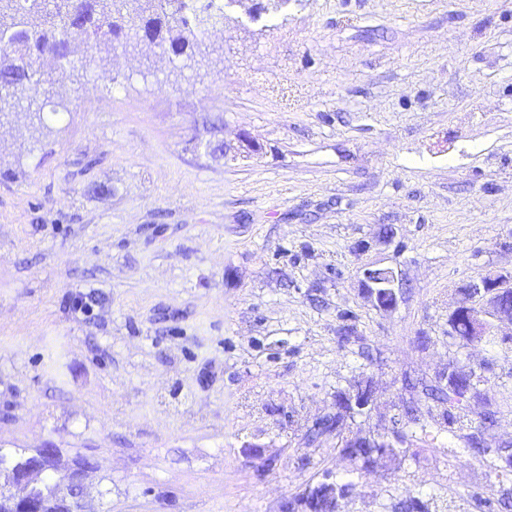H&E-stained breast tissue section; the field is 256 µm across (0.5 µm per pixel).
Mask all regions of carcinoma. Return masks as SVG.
I'll return each mask as SVG.
<instances>
[{
    "label": "carcinoma",
    "mask_w": 512,
    "mask_h": 512,
    "mask_svg": "<svg viewBox=\"0 0 512 512\" xmlns=\"http://www.w3.org/2000/svg\"><path fill=\"white\" fill-rule=\"evenodd\" d=\"M222 18L224 12L216 0H0V104L11 100L17 106L23 99L34 104L39 86L56 83L53 72L43 69L44 61L53 60L63 71L75 68L71 44L77 38L100 59L118 48L145 45L179 63L182 70L202 54L208 27ZM450 338L463 345L475 342L469 323L463 319L451 322ZM470 377V373L457 369L445 381L436 379L419 402L403 406V431L394 448L349 447L344 434L353 415L347 413L341 390L336 392V415L317 421L305 433L304 442L336 436L340 453L362 472L373 457L395 461L407 451L416 430L425 432L430 424L436 433L446 432L463 441L465 431L493 426L498 414L492 396L477 421L461 407L459 399L470 387L479 390L486 383L480 373L473 382ZM463 451L475 459L492 460L502 453L485 442L466 444ZM488 476L498 481L502 493L494 501L477 500L479 512H512V468L503 469L495 463ZM336 484L334 495L320 480L306 484L288 500V512H340L341 499L352 497L357 488L352 482L338 480ZM399 512H429V505L409 492Z\"/></svg>",
    "instance_id": "1"
}]
</instances>
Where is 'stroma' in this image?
I'll return each mask as SVG.
<instances>
[{
  "mask_svg": "<svg viewBox=\"0 0 512 512\" xmlns=\"http://www.w3.org/2000/svg\"><path fill=\"white\" fill-rule=\"evenodd\" d=\"M258 3L195 72L77 47L43 126L0 124V451L94 460L90 512H279L326 469L357 486L343 512H478L500 487L458 439L364 473L303 436L364 378L348 431L383 430L455 359L491 362L487 441L512 438V328L448 335L464 287L512 270V0ZM367 291L376 307L389 310L397 303V294L402 288L395 272L390 268H368L364 272ZM386 296V298H385ZM391 299H387V298Z\"/></svg>",
  "mask_w": 512,
  "mask_h": 512,
  "instance_id": "obj_1",
  "label": "stroma"
}]
</instances>
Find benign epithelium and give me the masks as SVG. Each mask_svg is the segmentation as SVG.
Segmentation results:
<instances>
[{
    "instance_id": "benign-epithelium-1",
    "label": "benign epithelium",
    "mask_w": 512,
    "mask_h": 512,
    "mask_svg": "<svg viewBox=\"0 0 512 512\" xmlns=\"http://www.w3.org/2000/svg\"><path fill=\"white\" fill-rule=\"evenodd\" d=\"M368 294L376 307L389 310L397 303L402 288L395 272L390 268H368L364 272ZM512 290V272H492L467 285L470 303L456 306L448 318L466 317L475 333L486 336L499 325H512V307L498 304V295ZM347 403L361 414L371 411L372 389L354 390ZM91 463L74 462L55 483L47 478L46 466L40 460L29 459L19 464L0 465V512H84L85 478Z\"/></svg>"
}]
</instances>
